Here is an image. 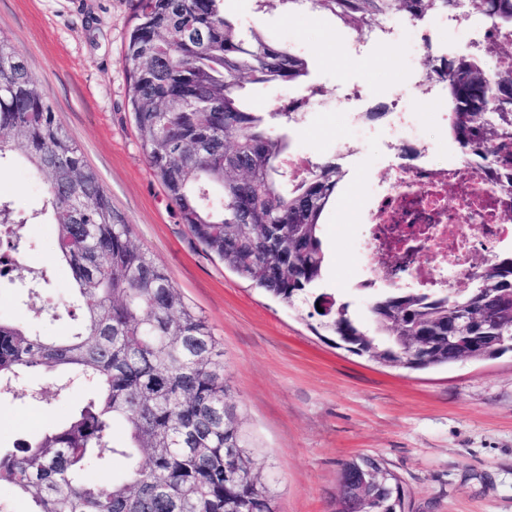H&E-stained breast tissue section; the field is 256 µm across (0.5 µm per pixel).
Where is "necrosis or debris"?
Here are the masks:
<instances>
[{
	"instance_id": "necrosis-or-debris-1",
	"label": "necrosis or debris",
	"mask_w": 512,
	"mask_h": 512,
	"mask_svg": "<svg viewBox=\"0 0 512 512\" xmlns=\"http://www.w3.org/2000/svg\"><path fill=\"white\" fill-rule=\"evenodd\" d=\"M369 198L360 250L409 285L457 288L473 275L475 242L512 241V223L500 218L512 201L490 172L460 160L398 166Z\"/></svg>"
}]
</instances>
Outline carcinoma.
Segmentation results:
<instances>
[{
	"mask_svg": "<svg viewBox=\"0 0 512 512\" xmlns=\"http://www.w3.org/2000/svg\"><path fill=\"white\" fill-rule=\"evenodd\" d=\"M311 4L352 24L357 37L383 33L399 13L420 22L462 15L461 0H279ZM493 34L476 54L432 60L427 81L442 86L448 135L462 158L494 173L512 170V60L493 72L494 33L512 31V0H470ZM121 58L140 147L180 223L224 265L288 307L301 304L327 336H361L383 365L430 342L418 370L455 364L448 311L465 313L488 288L512 305V253L477 265L470 288H393L374 298L381 313L360 318L319 288L326 266L322 216L342 179L335 159L309 162L299 176L277 132L301 120L321 95L308 61L224 12V0H139ZM301 85L304 94L269 113L253 111L244 80ZM27 166L45 186L39 209L19 213L0 198V264L27 292V314L0 318V394L31 385L47 406L77 396L68 418L12 450H0V484L27 512H275L262 480L208 319L133 239L99 176L66 134L27 59L0 36V162ZM57 228L55 258L69 267L70 334H41L55 311L36 306L52 282L48 267L20 263L21 226ZM323 311H318V308ZM502 340L475 342L469 360L512 351V317ZM126 429L114 438L117 426ZM386 472L368 487L370 512H405L397 477L362 457L341 471ZM98 471L107 482L90 478ZM355 484L341 482L338 512H353Z\"/></svg>",
	"mask_w": 512,
	"mask_h": 512,
	"instance_id": "cac0c4a2",
	"label": "carcinoma"
}]
</instances>
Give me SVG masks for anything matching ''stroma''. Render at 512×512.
<instances>
[{
	"label": "stroma",
	"mask_w": 512,
	"mask_h": 512,
	"mask_svg": "<svg viewBox=\"0 0 512 512\" xmlns=\"http://www.w3.org/2000/svg\"><path fill=\"white\" fill-rule=\"evenodd\" d=\"M224 7L305 53L309 81L324 99L354 85L380 115L401 91L414 111L431 110L425 87L402 88L403 65L419 71L426 56L472 51L469 31L444 30L433 16L416 23L388 60L374 46L352 56L353 28L315 9L289 11L277 0L261 12L255 0H224ZM135 12L136 0H0V33L28 60L64 130L130 220L135 242L207 317L277 512H336L341 465L360 457L399 479L409 512H512V353L429 370L383 366L318 336L306 310L252 288L207 253L180 224L140 149L120 64ZM384 125L375 121L374 136L354 151L341 148L352 131L332 111L311 109L288 131L293 151L337 157L345 173L322 217V285L359 314L372 293L358 282L382 277L355 248L365 229L362 202L369 182L385 181L407 160L404 149L387 151ZM43 194L23 167L0 166V197L20 211L38 207ZM23 233L21 262L50 265L54 226L29 224ZM71 409L63 399L49 415L38 402L0 395V448L40 434Z\"/></svg>",
	"instance_id": "obj_1"
}]
</instances>
